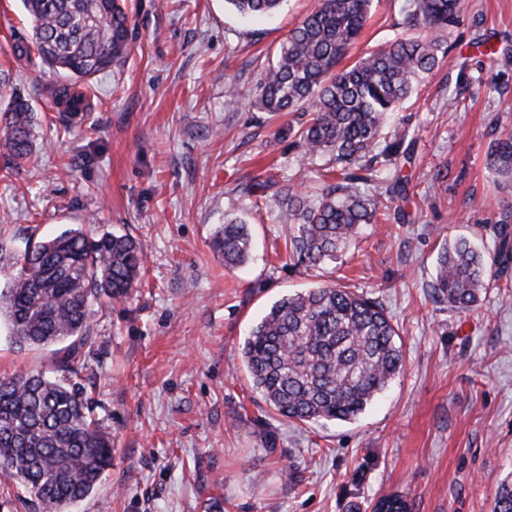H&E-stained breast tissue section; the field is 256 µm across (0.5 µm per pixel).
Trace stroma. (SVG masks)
<instances>
[{
  "instance_id": "obj_1",
  "label": "stroma",
  "mask_w": 512,
  "mask_h": 512,
  "mask_svg": "<svg viewBox=\"0 0 512 512\" xmlns=\"http://www.w3.org/2000/svg\"><path fill=\"white\" fill-rule=\"evenodd\" d=\"M401 2L375 0L349 61L395 38ZM315 3L251 20L224 0H128V55L89 80L93 107L66 129L48 93L59 74L18 57L32 37L25 10L0 0V114L26 100L37 137L20 164L0 158V228L18 243L69 227L127 233L145 254L128 299L90 319L81 382L112 435V467L66 512H370L388 494L410 512H492L512 480V270L461 313L430 288L446 244L464 236L491 252L495 224L512 217V183L487 168L512 131V69L482 53L512 49V0H467L444 32L446 64L392 120L408 131L406 217L366 225L330 277L288 267L287 226L245 191L271 174L320 179L322 159L301 162L290 133L301 115L250 105ZM232 214L247 215L252 247L228 270L208 242ZM332 280L381 301L403 371L356 420L291 422L254 391L242 344L275 300ZM56 362L51 348L18 349L0 321V376L52 375Z\"/></svg>"
}]
</instances>
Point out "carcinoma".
<instances>
[{
  "label": "carcinoma",
  "instance_id": "obj_1",
  "mask_svg": "<svg viewBox=\"0 0 512 512\" xmlns=\"http://www.w3.org/2000/svg\"><path fill=\"white\" fill-rule=\"evenodd\" d=\"M241 16L277 12L285 0H225ZM373 0H317L261 73L255 100L260 112H307L296 131L302 159L326 160L321 192L303 184L267 179L247 192L275 209L289 225L288 266L305 272L336 269L345 250L374 224L381 207L407 197L397 179H378L396 168L405 135L381 137L392 113L412 97L420 79L447 62L449 46L421 36L340 63L358 40ZM465 0H403L395 27L404 32L445 30ZM33 45L41 62L72 79L50 89L68 125L91 108L79 80L107 72L129 48L125 0H23ZM36 149L34 116L17 97L4 113L0 154L14 162ZM494 179L512 181V133L497 138L487 155ZM368 186L362 192L359 185ZM247 220L224 219L211 250L231 269L249 258ZM144 266L140 245L127 235L87 237L69 228L21 251L0 238V272L9 275L0 294V316L19 348L68 342L58 349L64 379L40 373L0 379V475L34 495L39 512H64L87 497L112 467V439L90 414L76 381L92 350L91 308L129 297ZM512 266V225L495 226L493 253L485 256L461 237L443 248L431 284L436 300L466 311L493 272ZM397 331L381 302L340 283L310 288L276 300L250 331L243 362L265 403L282 418L352 421L403 370ZM493 512H512V482L501 483Z\"/></svg>",
  "mask_w": 512,
  "mask_h": 512
}]
</instances>
